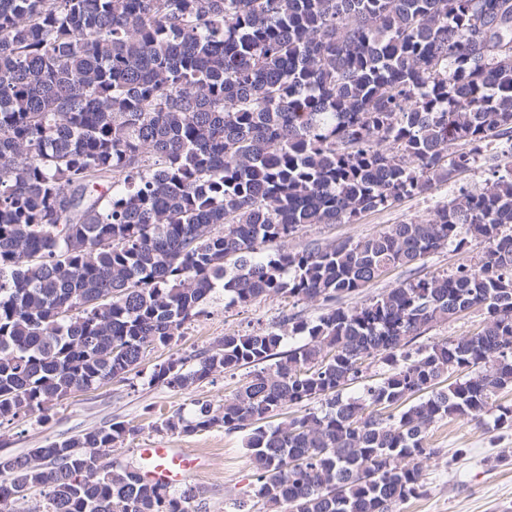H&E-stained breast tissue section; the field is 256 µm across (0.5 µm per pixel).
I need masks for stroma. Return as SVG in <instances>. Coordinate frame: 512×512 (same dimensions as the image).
I'll list each match as a JSON object with an SVG mask.
<instances>
[{"instance_id": "stroma-1", "label": "stroma", "mask_w": 512, "mask_h": 512, "mask_svg": "<svg viewBox=\"0 0 512 512\" xmlns=\"http://www.w3.org/2000/svg\"><path fill=\"white\" fill-rule=\"evenodd\" d=\"M450 195V184L435 183L423 194L366 213L356 222L303 227L290 246L296 249L310 241L324 245L357 241L379 235L395 224L427 220ZM483 249V244L474 241L459 251L440 250L424 265L392 270L359 294L344 298L343 303H362L410 277L451 272L462 264L476 265ZM320 312L319 304L284 296L262 297L246 307L231 306L223 290H216L205 315L185 324L169 346L147 351L125 379L75 393L46 411L44 417L31 416L0 426V449L22 454L49 440L73 437L113 422L130 423L140 432L112 453L114 465L137 467V449L155 443L192 450L207 459L206 467L187 479L197 491L194 512H246V505L254 501L255 477L242 434L225 433L220 426L196 434L158 433L153 429L156 421L174 413L192 416L196 401L222 406L225 397L245 379V371L217 374L183 391L152 383L151 375L156 365L169 358L203 351L224 336L268 327L285 315L310 319ZM429 444L439 454L423 464L426 492L397 505L395 512H512V429L495 428L490 414L480 425L446 420L432 428Z\"/></svg>"}]
</instances>
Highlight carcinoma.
Returning a JSON list of instances; mask_svg holds the SVG:
<instances>
[{
	"label": "carcinoma",
	"instance_id": "cac0c4a2",
	"mask_svg": "<svg viewBox=\"0 0 512 512\" xmlns=\"http://www.w3.org/2000/svg\"><path fill=\"white\" fill-rule=\"evenodd\" d=\"M479 159L431 219L288 248ZM473 240L477 265L342 306ZM218 288L322 305L151 377L250 369L153 429L243 434L263 512H394L426 493L436 424L512 427V0H0V425L134 370ZM471 309L478 333L416 345ZM139 432L0 453V512H192L193 488L98 462Z\"/></svg>",
	"mask_w": 512,
	"mask_h": 512
}]
</instances>
